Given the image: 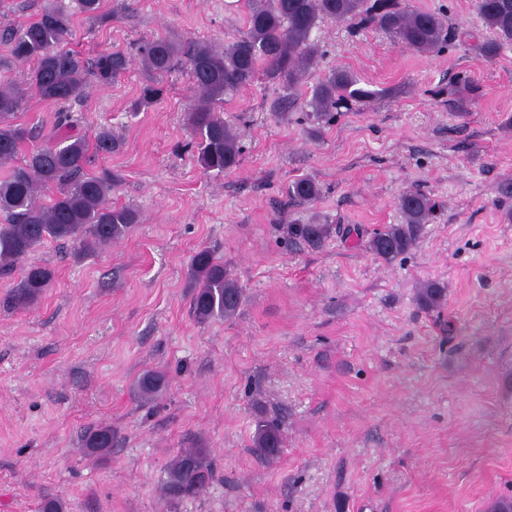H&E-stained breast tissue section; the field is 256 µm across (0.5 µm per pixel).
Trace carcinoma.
Returning a JSON list of instances; mask_svg holds the SVG:
<instances>
[{
  "mask_svg": "<svg viewBox=\"0 0 512 512\" xmlns=\"http://www.w3.org/2000/svg\"><path fill=\"white\" fill-rule=\"evenodd\" d=\"M247 33L216 48L208 41L195 43L189 54V71L198 103L187 113V125L197 139V160L207 171L222 173L235 168L240 159L239 135L224 121L218 108L232 96L262 77L279 85L286 97L305 93L307 119L315 125L328 123L334 113L362 106L378 95L353 71L333 68L309 89L303 75L318 66L322 52L313 32L325 22L346 23L353 29L374 27L417 52H438L448 42V28L438 12L411 9L402 0H248ZM474 10L492 37L474 45L483 59H492L512 46V0H474ZM73 34L71 17L51 0L31 21L18 28L0 30V40L9 47V61L29 63L25 82H0V166L8 167L0 179V275L10 273L45 241H77L82 251L92 253L123 238L137 223V213L112 205L109 197L121 178L110 170L98 174L86 170L89 153L112 154L121 141L110 127H100L89 139L73 132L70 115L58 117L50 146L32 149L16 162L24 143L35 138L33 129L16 122L26 93L42 100L64 104L82 98L90 85L109 86L131 65L121 49L102 51L92 59L65 47ZM144 81L134 110L163 96V77L174 66L179 45L162 37L144 40L140 47ZM474 87L466 80L453 85L455 112L466 114ZM52 193L50 202L39 193ZM288 196L313 202L320 188L310 178L288 184ZM401 223L389 224L373 233L367 248L387 264L408 252L422 237L425 225L435 217L436 203L417 190H407L397 199ZM330 234L327 224H290L288 235L313 248L322 246ZM189 278L196 288L193 312L200 322L234 317L243 302V290L206 248L192 257ZM54 279L52 268L28 265L5 298L17 310L31 309ZM446 288L425 282L417 289V302L426 309L441 307ZM166 374L148 370L135 383L144 399L161 391ZM283 427L273 419L257 418L250 451L263 460L280 456ZM88 452L104 459L111 455L112 427L101 426L84 435ZM214 481L208 449L186 448L166 468L161 491L174 506L197 498Z\"/></svg>",
  "mask_w": 512,
  "mask_h": 512,
  "instance_id": "carcinoma-1",
  "label": "carcinoma"
}]
</instances>
